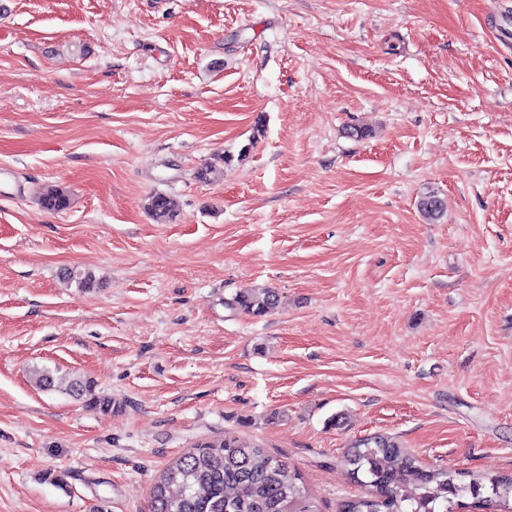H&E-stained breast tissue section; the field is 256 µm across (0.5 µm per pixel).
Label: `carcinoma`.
Segmentation results:
<instances>
[{"label": "carcinoma", "mask_w": 512, "mask_h": 512, "mask_svg": "<svg viewBox=\"0 0 512 512\" xmlns=\"http://www.w3.org/2000/svg\"><path fill=\"white\" fill-rule=\"evenodd\" d=\"M224 155L196 172L208 182L221 174ZM42 206L62 211L70 195L51 188L40 198ZM420 210L436 221L444 213V201L434 194L421 198ZM148 211L158 223L174 215V203L163 194L149 198ZM280 303L272 288L239 293L226 305L263 316ZM36 385L44 390L62 389L88 404L109 408L112 399L95 394L93 384L79 377L62 378L42 369L34 371ZM351 479L363 494L341 502L339 512H454L465 507L460 498L469 495L477 512H512V474L485 475L464 469H425L417 458L389 436H372L357 442L346 457ZM149 512H319L301 477L285 461L264 449L249 445L233 434L198 443L180 456L155 482Z\"/></svg>", "instance_id": "obj_1"}]
</instances>
